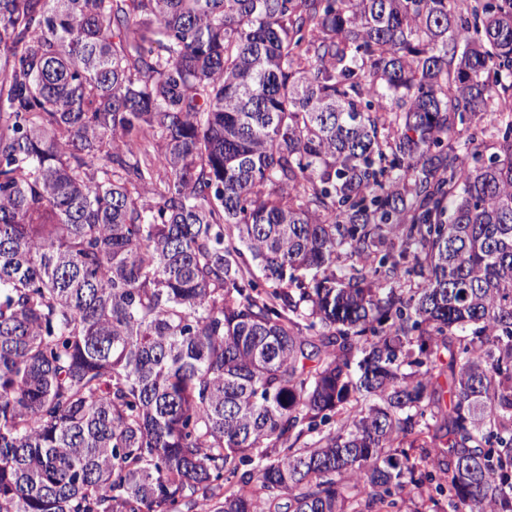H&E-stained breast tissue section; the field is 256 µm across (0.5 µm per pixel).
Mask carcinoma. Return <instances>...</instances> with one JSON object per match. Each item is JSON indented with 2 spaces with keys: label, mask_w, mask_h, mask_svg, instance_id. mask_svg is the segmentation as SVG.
I'll use <instances>...</instances> for the list:
<instances>
[{
  "label": "carcinoma",
  "mask_w": 512,
  "mask_h": 512,
  "mask_svg": "<svg viewBox=\"0 0 512 512\" xmlns=\"http://www.w3.org/2000/svg\"><path fill=\"white\" fill-rule=\"evenodd\" d=\"M405 486L512 512V0H0V512Z\"/></svg>",
  "instance_id": "cac0c4a2"
}]
</instances>
